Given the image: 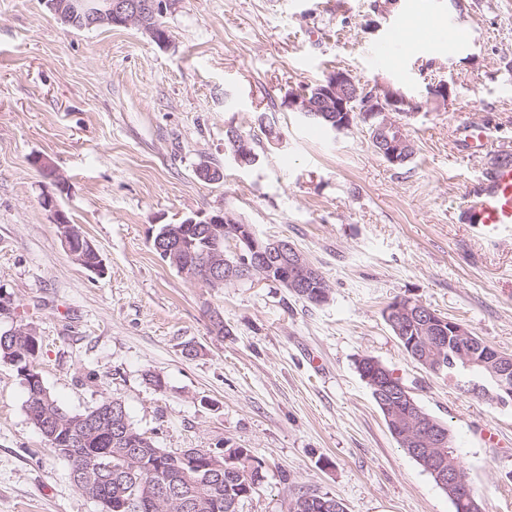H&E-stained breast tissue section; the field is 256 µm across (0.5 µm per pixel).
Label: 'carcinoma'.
I'll return each instance as SVG.
<instances>
[{"instance_id":"obj_1","label":"carcinoma","mask_w":512,"mask_h":512,"mask_svg":"<svg viewBox=\"0 0 512 512\" xmlns=\"http://www.w3.org/2000/svg\"><path fill=\"white\" fill-rule=\"evenodd\" d=\"M211 225L203 224L185 232L180 259L194 267L198 280L206 282L202 256L207 246ZM35 343L29 336L0 334V361L16 367L28 393V411L36 427L51 448H69L94 476L95 498L102 512H238L232 508L243 501L245 493L261 482L256 472H246L239 459L251 457L246 448L224 447L228 461L213 477L210 485L196 500L200 506L181 509L174 501L191 492L194 461L175 450L158 457L135 460L132 448H148L143 432L135 426L117 431L107 425L89 424L96 413H71L61 408L44 386L37 370ZM164 486L170 489V503L150 502L144 497L147 487Z\"/></svg>"}]
</instances>
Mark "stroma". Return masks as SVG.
Returning <instances> with one entry per match:
<instances>
[{"instance_id": "35a3bbf8", "label": "stroma", "mask_w": 512, "mask_h": 512, "mask_svg": "<svg viewBox=\"0 0 512 512\" xmlns=\"http://www.w3.org/2000/svg\"><path fill=\"white\" fill-rule=\"evenodd\" d=\"M415 2L178 0L160 46L133 26L77 29L42 0H0V333L32 326L42 381L69 412L116 399L157 447L249 449L265 479L240 512H288L300 493L347 512H454L391 435L356 369L365 356L448 426L484 512H512V404L427 372L385 319L410 298L512 354V231L454 220L484 168L459 124L512 141V0H436L469 40L415 35L377 70L370 48L413 21ZM339 69L416 103L407 163L389 164L361 122L334 132L285 107ZM441 81L445 104L429 93ZM231 127L257 165L234 161ZM205 165L223 181L200 179ZM48 194L104 274L68 253ZM219 211L288 239L323 273L328 301L269 282L213 288L153 250L160 225ZM27 399L0 362V512H101Z\"/></svg>"}]
</instances>
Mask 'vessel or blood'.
I'll list each match as a JSON object with an SVG mask.
<instances>
[{
    "label": "vessel or blood",
    "mask_w": 512,
    "mask_h": 512,
    "mask_svg": "<svg viewBox=\"0 0 512 512\" xmlns=\"http://www.w3.org/2000/svg\"><path fill=\"white\" fill-rule=\"evenodd\" d=\"M426 20L431 38L438 40L448 35L460 42L468 39L467 28L455 20L432 13L427 15ZM407 37L406 28L400 26L386 41L374 45L371 55L375 65L385 68L396 61L404 50ZM459 132L468 157L488 153L483 126L466 122L460 125ZM457 217L465 224H480L489 228L500 225L512 227V164L502 163L483 171L477 185L460 202Z\"/></svg>",
    "instance_id": "obj_1"
}]
</instances>
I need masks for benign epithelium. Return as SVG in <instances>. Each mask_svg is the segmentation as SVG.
Returning a JSON list of instances; mask_svg holds the SVG:
<instances>
[{"instance_id":"7a95c632","label":"benign epithelium","mask_w":512,"mask_h":512,"mask_svg":"<svg viewBox=\"0 0 512 512\" xmlns=\"http://www.w3.org/2000/svg\"><path fill=\"white\" fill-rule=\"evenodd\" d=\"M46 7L69 17L81 16L91 25L112 24L137 26L152 41L165 46L170 42L168 30L160 25L162 18L173 8L175 0H100L94 8L79 11L70 0H44ZM289 109L307 116L323 117L334 123L333 130L350 128L361 119L372 124L374 144L389 163L397 165L413 151L401 117L409 116L410 102L385 84L370 86L352 73L337 70L313 87L288 94ZM230 145L235 161L251 165L257 161L245 138L234 133ZM51 212L53 223L73 258L94 249V244L73 228L66 213L51 196L43 199ZM188 224L235 225V251L228 256L220 245L212 247L207 264L206 279L211 286L261 280L275 283L290 291L308 289L312 303L327 301V283L320 271L291 244L258 237L250 224H243L224 212L201 214L183 221V226H169L156 237V248L163 258L177 259L173 243L182 239ZM399 332H421L407 342V355L425 365L434 374L442 372L443 350L453 345L456 363L466 369L475 366L481 373L467 382L448 378V384L458 385L471 393L493 394V399L506 405L512 402V354L490 347L472 335L467 326L441 317L410 299L396 302L386 312ZM368 369L365 380L383 408L391 426V434L400 447L422 463L450 499L469 512H482L469 484L461 474V466L453 459L454 448L448 428L425 415L416 404L412 391L394 373L376 359L364 360ZM98 423H126L123 404L107 401L95 414ZM185 453L217 470L213 452L206 448H188Z\"/></svg>"}]
</instances>
